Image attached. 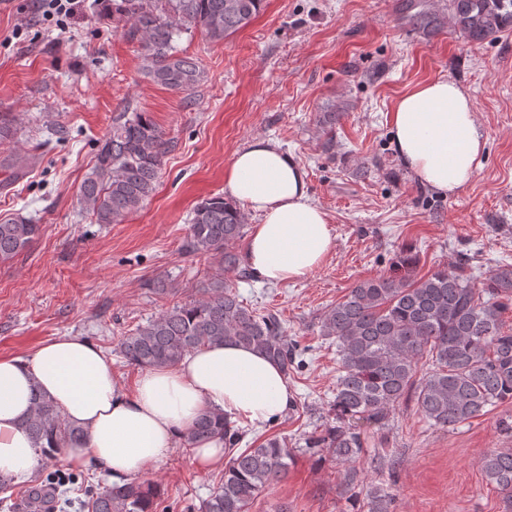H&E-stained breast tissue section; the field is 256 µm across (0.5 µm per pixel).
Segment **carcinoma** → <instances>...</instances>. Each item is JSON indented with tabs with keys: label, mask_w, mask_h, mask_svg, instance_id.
<instances>
[{
	"label": "carcinoma",
	"mask_w": 512,
	"mask_h": 512,
	"mask_svg": "<svg viewBox=\"0 0 512 512\" xmlns=\"http://www.w3.org/2000/svg\"><path fill=\"white\" fill-rule=\"evenodd\" d=\"M265 0H95L97 12L115 29L139 44L142 70L152 82L190 95L204 79L197 62L179 53L175 38L199 29L221 42L247 27ZM453 26L470 43L512 30V0H448ZM402 19L435 30L440 17L427 0H402ZM342 113L321 112L317 125L332 146V132ZM171 141L145 112H121L112 132L98 147L95 162L79 189L80 202L98 224H120L153 196ZM30 217L0 219V261L25 250L39 235ZM245 235L240 208L222 196L198 202L192 211L184 249L211 256L218 273L197 299L166 309L121 337L120 349L132 365L170 367L207 344L235 343L293 367L296 346L288 341L277 314L244 303L224 272L248 277L240 267L236 244ZM512 308V267L501 266L476 281L464 267L438 269L426 277L380 276L349 288L323 314L321 335L336 341L341 375L331 404L333 423L290 448L285 437L272 435L243 450V434L224 413L207 409L186 443L224 439L230 457L224 473L197 512H250L253 502L288 477L301 455L327 450L346 466L349 500H358L356 463L364 454L365 428L385 425L390 413L409 394L417 411L434 426L454 428L512 401V328L504 314ZM430 363L416 378L418 362ZM45 456L37 480L58 484L57 456L62 441H77L82 430L69 423L51 401L38 397L25 421ZM486 480L512 503V450L491 451L480 461ZM161 495L154 481L131 479L104 490L86 487L88 512H157ZM367 512H392L394 497L375 486L365 492Z\"/></svg>",
	"instance_id": "obj_1"
}]
</instances>
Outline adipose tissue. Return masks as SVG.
<instances>
[{"mask_svg":"<svg viewBox=\"0 0 512 512\" xmlns=\"http://www.w3.org/2000/svg\"><path fill=\"white\" fill-rule=\"evenodd\" d=\"M389 127L403 165L442 195L463 189L482 163L486 138L469 92L455 81L430 80L406 91ZM224 189L260 218L244 252L257 281L304 279L332 251L334 230L309 196L300 159L273 141L257 138L237 152L224 172ZM37 392L82 431L70 445L67 464L81 469L96 463L117 484L146 472L186 440L205 409L259 428L294 403L280 367L234 343L202 347L172 367L145 369L129 392L93 341L55 338L27 356H0V471L19 479L38 463L23 424Z\"/></svg>","mask_w":512,"mask_h":512,"instance_id":"adipose-tissue-1","label":"adipose tissue"}]
</instances>
